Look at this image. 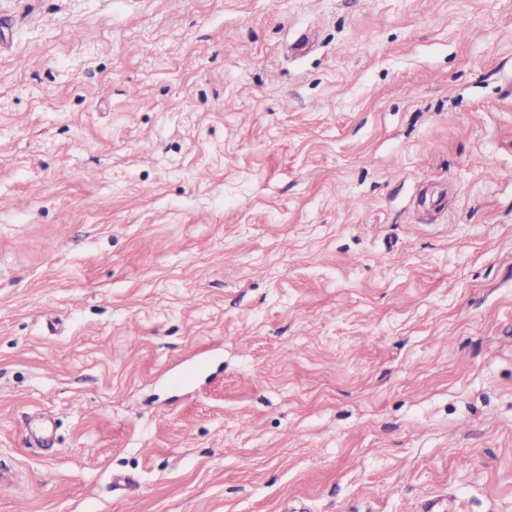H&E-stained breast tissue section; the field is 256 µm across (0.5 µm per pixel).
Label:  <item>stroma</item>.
<instances>
[{
  "label": "stroma",
  "mask_w": 512,
  "mask_h": 512,
  "mask_svg": "<svg viewBox=\"0 0 512 512\" xmlns=\"http://www.w3.org/2000/svg\"><path fill=\"white\" fill-rule=\"evenodd\" d=\"M5 467L0 512H512V0H0Z\"/></svg>",
  "instance_id": "stroma-1"
}]
</instances>
